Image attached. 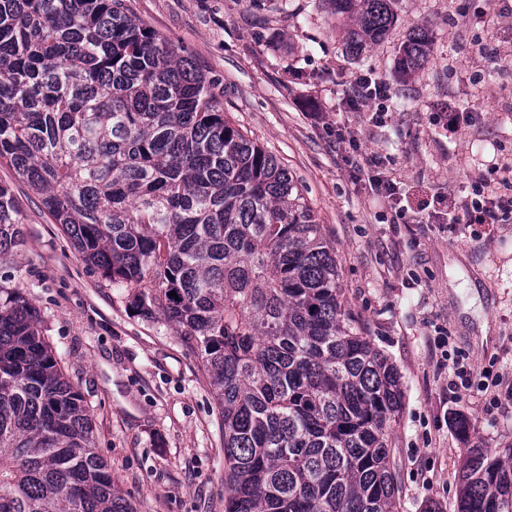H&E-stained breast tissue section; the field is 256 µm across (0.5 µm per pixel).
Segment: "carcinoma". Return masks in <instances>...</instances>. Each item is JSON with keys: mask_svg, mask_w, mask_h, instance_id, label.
Instances as JSON below:
<instances>
[{"mask_svg": "<svg viewBox=\"0 0 512 512\" xmlns=\"http://www.w3.org/2000/svg\"><path fill=\"white\" fill-rule=\"evenodd\" d=\"M328 3L356 50L384 41L399 0ZM432 45L411 30L402 78ZM0 164L201 360L224 512H398V370L345 305L293 177L225 117L189 52L127 0H0ZM24 237L0 183V262ZM94 448L36 307L0 284V512H136ZM457 512H512V445L464 449Z\"/></svg>", "mask_w": 512, "mask_h": 512, "instance_id": "1", "label": "carcinoma"}]
</instances>
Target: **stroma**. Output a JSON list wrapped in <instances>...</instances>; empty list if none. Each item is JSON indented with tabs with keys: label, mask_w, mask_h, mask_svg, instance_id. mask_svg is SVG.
Listing matches in <instances>:
<instances>
[{
	"label": "stroma",
	"mask_w": 512,
	"mask_h": 512,
	"mask_svg": "<svg viewBox=\"0 0 512 512\" xmlns=\"http://www.w3.org/2000/svg\"><path fill=\"white\" fill-rule=\"evenodd\" d=\"M134 14L192 52L224 88V110L298 183L348 304L401 375L389 431L400 512H455L466 447L512 444V223H417L435 199L512 159V0H401L385 41L353 53L324 0H130ZM418 25L434 53L394 72ZM390 87L388 116L349 111L356 75ZM323 113L322 122L312 113ZM356 137L349 144L338 132ZM390 162L414 221L395 224L353 171ZM25 243L0 283L32 300L56 357L83 394L95 451L137 512H224V438L208 376L161 319L88 266L8 166ZM470 387L452 388L455 360Z\"/></svg>",
	"instance_id": "1"
}]
</instances>
